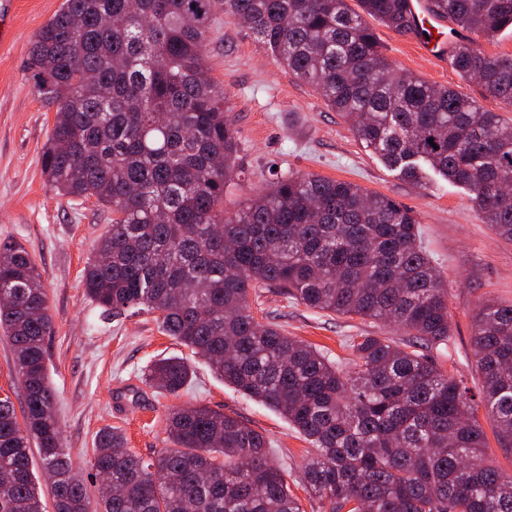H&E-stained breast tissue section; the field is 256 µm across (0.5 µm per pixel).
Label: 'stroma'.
<instances>
[{"instance_id": "35a3bbf8", "label": "stroma", "mask_w": 512, "mask_h": 512, "mask_svg": "<svg viewBox=\"0 0 512 512\" xmlns=\"http://www.w3.org/2000/svg\"><path fill=\"white\" fill-rule=\"evenodd\" d=\"M61 2L16 0L12 35L0 45V241L24 245L43 273L52 318L46 344L53 406L75 469L89 491H96L99 479L92 463L100 430L122 432L128 448L147 459L169 445L166 417L172 408L205 405L264 434L304 512H320L319 501L306 496L298 483L310 445L287 419L224 384L204 359L162 333L153 315L108 317L85 294L83 270L108 228L109 213L96 199L61 196L47 183L40 158L55 111L36 97L27 69L35 35ZM369 25L398 69L452 87L512 125L511 104L485 96L450 61L427 55L414 34L374 19ZM206 64L228 97L240 141V172L224 193L225 213L234 212L277 175L289 173L351 181L412 210L422 245L448 287L453 336L430 356L478 391L482 381L471 351L472 325L482 299L512 303V242L497 238L483 223L464 187L428 167L419 182L409 181L368 151L313 87L277 64L225 12L222 0L212 9ZM252 306L257 317L342 364L350 357L353 338L382 336L402 345L410 341L392 325L311 309L273 291H260ZM174 356L191 364L189 384L175 395L149 387V365Z\"/></svg>"}]
</instances>
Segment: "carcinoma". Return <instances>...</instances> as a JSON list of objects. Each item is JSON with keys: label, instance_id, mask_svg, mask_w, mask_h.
<instances>
[{"label": "carcinoma", "instance_id": "1", "mask_svg": "<svg viewBox=\"0 0 512 512\" xmlns=\"http://www.w3.org/2000/svg\"><path fill=\"white\" fill-rule=\"evenodd\" d=\"M224 0L276 61L314 87L371 152L418 179L423 162L466 187L484 223L512 240V126L452 88L401 71L369 16L411 32L409 0ZM456 26L493 38L512 0H429ZM214 0H63L28 55L33 91L55 108L41 166L58 194L112 213L84 269L86 295L119 316L155 315L238 392L278 412L312 456L301 469L322 512H512V476L485 453L463 380L427 351L448 343V288L420 245L413 213L360 185L291 174L224 213L240 144L204 48ZM83 33L72 34L74 23ZM452 67L512 104V55L458 42ZM278 289L323 312L381 320L412 343L350 344L351 370L261 322L250 298ZM0 329L24 393V422L0 397V512H45L31 445L53 482L54 512H303L268 441L206 406L167 415L171 447L150 459L100 432L93 468L115 489L92 500L53 413L43 275L25 246L0 242ZM480 399L512 447V304L482 303L473 325ZM182 358L145 382L169 394Z\"/></svg>", "mask_w": 512, "mask_h": 512}]
</instances>
